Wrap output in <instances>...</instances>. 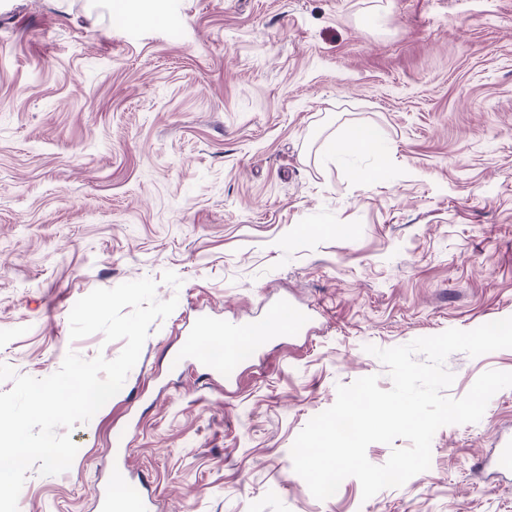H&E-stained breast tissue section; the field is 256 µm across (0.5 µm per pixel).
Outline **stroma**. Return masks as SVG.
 Instances as JSON below:
<instances>
[{
  "instance_id": "1",
  "label": "stroma",
  "mask_w": 512,
  "mask_h": 512,
  "mask_svg": "<svg viewBox=\"0 0 512 512\" xmlns=\"http://www.w3.org/2000/svg\"><path fill=\"white\" fill-rule=\"evenodd\" d=\"M352 125L381 158L329 154ZM144 277L177 308L18 512H98L118 470L152 512H512L488 466L512 387L367 500L353 477L317 500L291 458L338 386L390 389L367 346L512 317V0H0V363L114 359L70 311ZM283 303L301 327L239 382L174 362L200 321ZM446 366L460 398L512 349Z\"/></svg>"
}]
</instances>
